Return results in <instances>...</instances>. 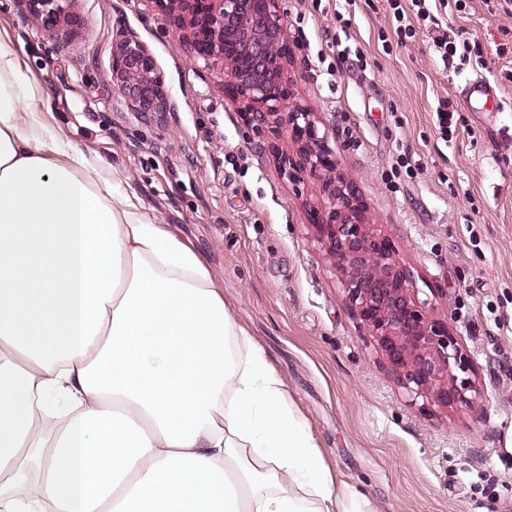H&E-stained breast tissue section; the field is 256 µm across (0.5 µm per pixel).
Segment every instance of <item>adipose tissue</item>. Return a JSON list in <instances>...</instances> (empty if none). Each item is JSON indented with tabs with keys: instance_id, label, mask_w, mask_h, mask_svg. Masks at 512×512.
Listing matches in <instances>:
<instances>
[{
	"instance_id": "ef3b65f1",
	"label": "adipose tissue",
	"mask_w": 512,
	"mask_h": 512,
	"mask_svg": "<svg viewBox=\"0 0 512 512\" xmlns=\"http://www.w3.org/2000/svg\"><path fill=\"white\" fill-rule=\"evenodd\" d=\"M0 41V512H363L194 251Z\"/></svg>"
}]
</instances>
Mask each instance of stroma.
Masks as SVG:
<instances>
[{
    "label": "stroma",
    "instance_id": "35a3bbf8",
    "mask_svg": "<svg viewBox=\"0 0 512 512\" xmlns=\"http://www.w3.org/2000/svg\"><path fill=\"white\" fill-rule=\"evenodd\" d=\"M448 6L396 43L387 0H283L291 104L330 131L370 223L448 315L480 397L447 410L414 397L354 318L304 212L320 183L293 185L243 121L218 71L190 64L153 0H70L74 48L24 0H0V38L23 61L43 125L103 160L122 193L208 268L226 309L266 356L336 484L372 512H512V10ZM131 31L165 75L171 108L134 112L112 84V44ZM478 44L444 67L439 32ZM496 85L503 114L464 97ZM457 119L442 139L435 110Z\"/></svg>",
    "mask_w": 512,
    "mask_h": 512
}]
</instances>
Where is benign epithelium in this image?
<instances>
[{"label": "benign epithelium", "mask_w": 512, "mask_h": 512, "mask_svg": "<svg viewBox=\"0 0 512 512\" xmlns=\"http://www.w3.org/2000/svg\"><path fill=\"white\" fill-rule=\"evenodd\" d=\"M46 30L66 19L68 0H26ZM282 0H154L188 31L189 61L219 65L244 121L288 138L292 154L272 144L283 176L294 184L322 182L320 204L306 213L315 238L340 274L346 304L414 396L446 409L468 408L477 393L466 374L471 361L458 345L448 316L419 298L410 265L388 236L367 220L355 175L339 169L328 134L314 113L288 106L286 66L292 55ZM112 83L137 112L171 106L164 74L149 48L132 32L112 45ZM464 377H459V374Z\"/></svg>", "instance_id": "7a95c632"}]
</instances>
